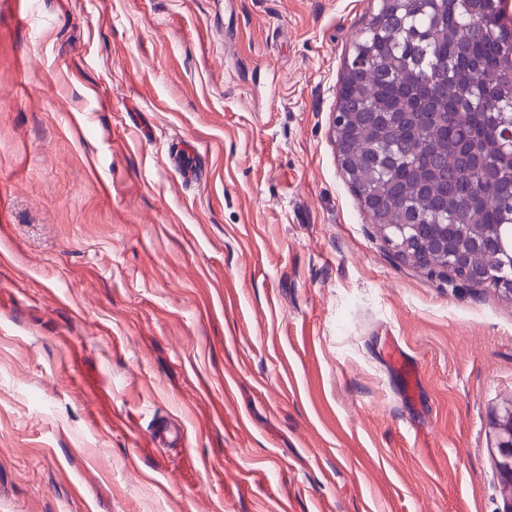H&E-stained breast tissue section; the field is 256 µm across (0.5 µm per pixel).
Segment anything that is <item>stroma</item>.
<instances>
[{"label":"stroma","mask_w":512,"mask_h":512,"mask_svg":"<svg viewBox=\"0 0 512 512\" xmlns=\"http://www.w3.org/2000/svg\"><path fill=\"white\" fill-rule=\"evenodd\" d=\"M377 4L0 0V512H503L512 296L397 259L340 165ZM173 166L184 180H198L200 173L196 167V159L200 156L198 149L189 142L178 143L170 153ZM387 358L391 366L399 374L406 396L418 395L420 375L415 364L409 360L399 349L390 350ZM153 434L161 445L171 444L176 441L183 442L185 438L181 423L173 418L159 419L154 425Z\"/></svg>","instance_id":"35a3bbf8"}]
</instances>
